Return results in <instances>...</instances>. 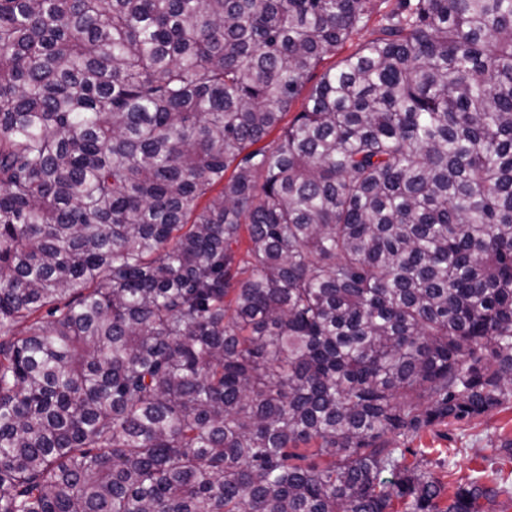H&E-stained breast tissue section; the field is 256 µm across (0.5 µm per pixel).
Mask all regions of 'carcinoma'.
I'll return each mask as SVG.
<instances>
[{"instance_id":"cac0c4a2","label":"carcinoma","mask_w":512,"mask_h":512,"mask_svg":"<svg viewBox=\"0 0 512 512\" xmlns=\"http://www.w3.org/2000/svg\"><path fill=\"white\" fill-rule=\"evenodd\" d=\"M373 2L0 0V512L497 496L401 444L512 409V0L309 85Z\"/></svg>"}]
</instances>
